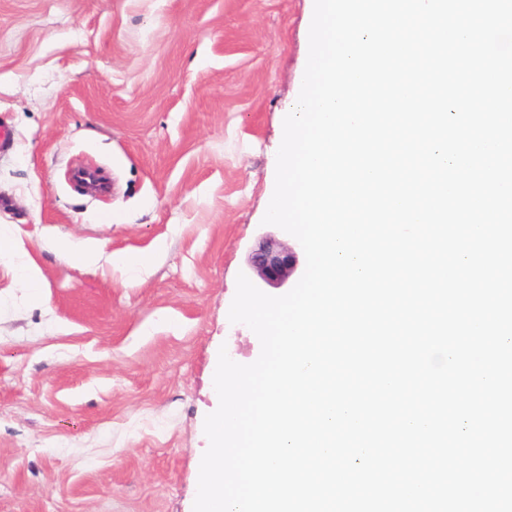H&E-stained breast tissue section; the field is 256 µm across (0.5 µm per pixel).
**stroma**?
<instances>
[{"mask_svg": "<svg viewBox=\"0 0 512 512\" xmlns=\"http://www.w3.org/2000/svg\"><path fill=\"white\" fill-rule=\"evenodd\" d=\"M312 0H0V512H193ZM99 244L84 266L58 247ZM117 251L152 254L141 271ZM39 269L41 298L19 283Z\"/></svg>", "mask_w": 512, "mask_h": 512, "instance_id": "35a3bbf8", "label": "stroma"}]
</instances>
